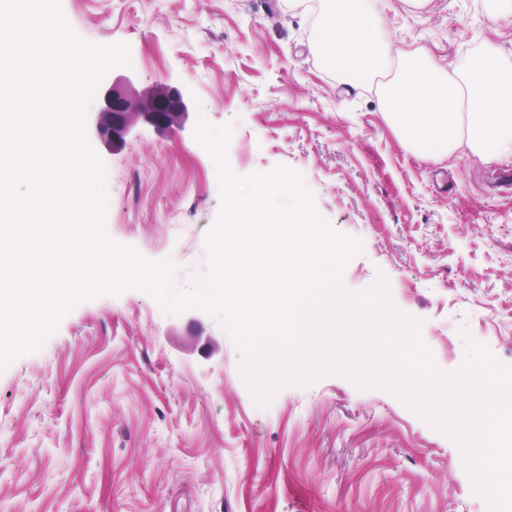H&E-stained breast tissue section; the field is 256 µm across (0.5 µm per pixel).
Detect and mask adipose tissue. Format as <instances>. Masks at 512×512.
<instances>
[{
  "mask_svg": "<svg viewBox=\"0 0 512 512\" xmlns=\"http://www.w3.org/2000/svg\"><path fill=\"white\" fill-rule=\"evenodd\" d=\"M319 46L329 59L348 65L360 75L371 74L390 60L371 13L354 10L352 0H330L320 18Z\"/></svg>",
  "mask_w": 512,
  "mask_h": 512,
  "instance_id": "adipose-tissue-1",
  "label": "adipose tissue"
}]
</instances>
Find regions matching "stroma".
Returning a JSON list of instances; mask_svg holds the SVG:
<instances>
[{"mask_svg": "<svg viewBox=\"0 0 512 512\" xmlns=\"http://www.w3.org/2000/svg\"><path fill=\"white\" fill-rule=\"evenodd\" d=\"M392 58L448 75L477 51L512 59V0H359ZM74 30L128 43L140 91L163 82L181 128L138 125L105 162L106 227L175 265L205 266L219 208L199 117L232 124L240 175L299 171L319 212L362 252L343 281L386 279L421 321L442 371L480 337L512 364V153H422L391 122L383 89L320 50L329 0H62ZM0 512H488L458 445L393 393L338 374L255 403L229 334L208 314L167 313L130 290L76 306L35 353L0 372Z\"/></svg>", "mask_w": 512, "mask_h": 512, "instance_id": "stroma-1", "label": "stroma"}]
</instances>
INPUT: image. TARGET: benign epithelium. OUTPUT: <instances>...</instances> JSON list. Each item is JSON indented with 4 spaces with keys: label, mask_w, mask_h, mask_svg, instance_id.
Instances as JSON below:
<instances>
[{
    "label": "benign epithelium",
    "mask_w": 512,
    "mask_h": 512,
    "mask_svg": "<svg viewBox=\"0 0 512 512\" xmlns=\"http://www.w3.org/2000/svg\"><path fill=\"white\" fill-rule=\"evenodd\" d=\"M103 105L93 120L95 136L104 144L119 148L126 143L138 119L156 129L183 125L187 105L178 89L164 83L137 92L131 83L113 85L102 97Z\"/></svg>",
    "instance_id": "obj_1"
}]
</instances>
